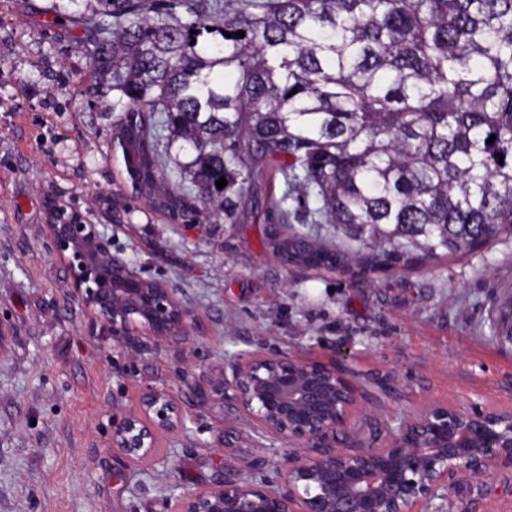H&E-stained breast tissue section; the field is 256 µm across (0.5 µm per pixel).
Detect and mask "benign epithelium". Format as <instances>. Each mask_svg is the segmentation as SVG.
Here are the masks:
<instances>
[{
    "mask_svg": "<svg viewBox=\"0 0 512 512\" xmlns=\"http://www.w3.org/2000/svg\"><path fill=\"white\" fill-rule=\"evenodd\" d=\"M46 231L75 294L117 344L149 340L160 347L199 330L173 289L144 278L112 251L107 229L83 223L64 201H53ZM224 371L240 413L290 448L276 463L280 486L252 476L225 481L183 494L179 512H419L463 477L512 469V411L429 404L386 425L384 445L372 448L350 426L356 389L343 374L262 351L238 355ZM185 423L173 392L151 387L137 408L115 412L112 447L130 462L147 463L158 433Z\"/></svg>",
    "mask_w": 512,
    "mask_h": 512,
    "instance_id": "obj_1",
    "label": "benign epithelium"
}]
</instances>
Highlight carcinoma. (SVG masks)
Listing matches in <instances>:
<instances>
[{"label":"carcinoma","mask_w":512,"mask_h":512,"mask_svg":"<svg viewBox=\"0 0 512 512\" xmlns=\"http://www.w3.org/2000/svg\"><path fill=\"white\" fill-rule=\"evenodd\" d=\"M79 1L40 12L77 31L133 190L173 220L237 222L279 174L370 266L512 230V0ZM262 244L345 260L306 233Z\"/></svg>","instance_id":"1"}]
</instances>
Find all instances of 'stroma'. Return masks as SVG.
<instances>
[{
	"instance_id": "stroma-1",
	"label": "stroma",
	"mask_w": 512,
	"mask_h": 512,
	"mask_svg": "<svg viewBox=\"0 0 512 512\" xmlns=\"http://www.w3.org/2000/svg\"><path fill=\"white\" fill-rule=\"evenodd\" d=\"M43 0H0V512H177L220 480H275L286 445L232 396L224 363L261 350L342 371L358 391L351 424L383 444L395 417L480 399L512 409V232L453 255L369 267L331 225L317 241L350 261L327 270L262 246L268 224L201 220L188 229L149 207L110 227L112 247L173 288L199 335L130 355L73 292L45 226L61 199L86 221L131 187L111 97L82 93L87 59ZM181 401L187 427L159 433L155 460L112 449V414L147 387ZM422 512H512V472L465 478Z\"/></svg>"
}]
</instances>
